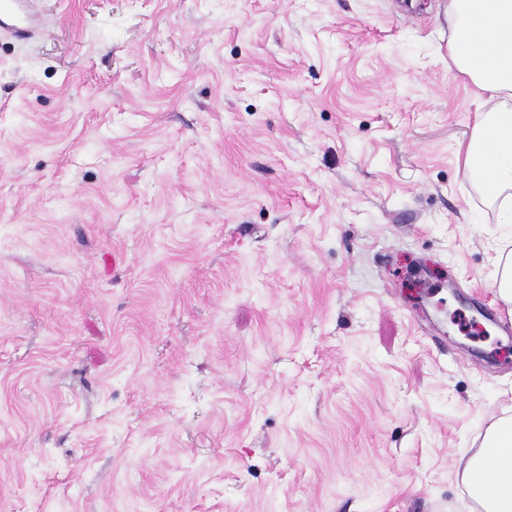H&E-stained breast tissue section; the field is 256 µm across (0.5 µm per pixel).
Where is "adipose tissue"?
I'll return each mask as SVG.
<instances>
[{
  "instance_id": "1",
  "label": "adipose tissue",
  "mask_w": 512,
  "mask_h": 512,
  "mask_svg": "<svg viewBox=\"0 0 512 512\" xmlns=\"http://www.w3.org/2000/svg\"><path fill=\"white\" fill-rule=\"evenodd\" d=\"M456 68L484 105L457 154L469 176L512 223V0H448ZM462 482L479 512H512V417L490 424L479 450L462 464Z\"/></svg>"
}]
</instances>
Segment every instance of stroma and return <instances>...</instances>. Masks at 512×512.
Returning a JSON list of instances; mask_svg holds the SVG:
<instances>
[{
	"label": "stroma",
	"mask_w": 512,
	"mask_h": 512,
	"mask_svg": "<svg viewBox=\"0 0 512 512\" xmlns=\"http://www.w3.org/2000/svg\"><path fill=\"white\" fill-rule=\"evenodd\" d=\"M0 37V512H468L512 234L448 0H31ZM479 320L486 341L465 338ZM506 243L498 250L499 262L493 288L497 289L499 297L506 303H512V249Z\"/></svg>",
	"instance_id": "obj_1"
}]
</instances>
